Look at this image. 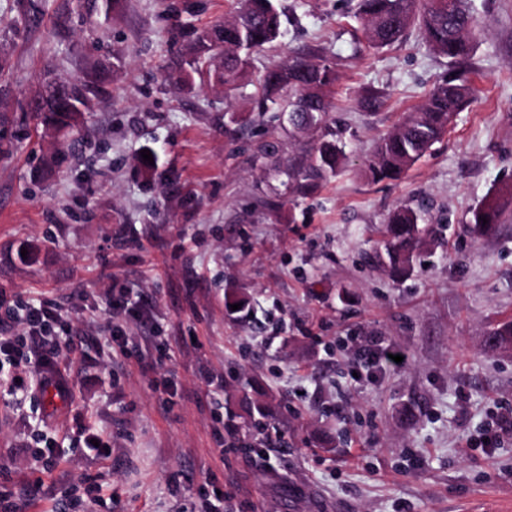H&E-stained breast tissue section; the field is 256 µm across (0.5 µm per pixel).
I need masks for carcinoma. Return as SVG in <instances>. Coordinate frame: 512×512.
Wrapping results in <instances>:
<instances>
[{
  "mask_svg": "<svg viewBox=\"0 0 512 512\" xmlns=\"http://www.w3.org/2000/svg\"><path fill=\"white\" fill-rule=\"evenodd\" d=\"M359 12L368 43L376 49L395 43L416 24L429 48L451 62L471 51L476 23L466 0H452L442 10L434 7V0H360ZM280 28L281 14L273 0H242L235 17L195 34L185 80L196 75L206 78L223 86L225 96H232L248 75L250 54L276 42ZM107 70L100 63L76 82L45 77L28 110L47 129L69 136L83 125L91 101L106 93ZM337 79L327 57L317 50L267 70L258 81V108L288 112L289 125L297 133L317 132L307 154L288 165V177L303 194L345 165L342 132L327 125L329 92ZM475 95L472 85L456 78L434 86L417 111L379 139L366 167L368 177L374 182L400 180L447 133L457 112ZM511 202L512 189L506 187L472 212L470 230L478 236L494 232ZM421 220L419 211L405 204L384 225L382 265L394 279L409 274L413 252L432 238L433 226L422 225ZM484 346L511 350L512 319L497 324L485 336Z\"/></svg>",
  "mask_w": 512,
  "mask_h": 512,
  "instance_id": "obj_1",
  "label": "carcinoma"
}]
</instances>
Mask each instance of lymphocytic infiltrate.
<instances>
[{
	"label": "lymphocytic infiltrate",
	"instance_id": "f902f5d3",
	"mask_svg": "<svg viewBox=\"0 0 512 512\" xmlns=\"http://www.w3.org/2000/svg\"><path fill=\"white\" fill-rule=\"evenodd\" d=\"M73 325L61 305L50 302L6 304L0 296V370H7L9 394L55 392L65 397L71 387L59 369L63 358L79 355Z\"/></svg>",
	"mask_w": 512,
	"mask_h": 512
}]
</instances>
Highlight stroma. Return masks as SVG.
Wrapping results in <instances>:
<instances>
[{"label": "stroma", "mask_w": 512, "mask_h": 512, "mask_svg": "<svg viewBox=\"0 0 512 512\" xmlns=\"http://www.w3.org/2000/svg\"><path fill=\"white\" fill-rule=\"evenodd\" d=\"M276 5L280 37L228 98L172 63L238 0H123L108 19L87 0L30 15L0 0V290L60 303L84 340L69 401L0 393V490L28 491L17 512H207L219 492L230 512H512V436L475 446L512 404V352L483 346L512 317V207L494 233L467 230L512 186V0H468L479 33L455 64L415 27L369 47L358 0ZM317 48L339 75L329 119L347 160L302 195L282 169L308 139L257 110L254 84ZM95 62L108 94L82 150L61 149L27 103L45 72ZM452 72L477 100L403 180L371 183L375 141ZM420 201L443 239L396 281L366 256L390 211ZM109 290L149 312L126 324L125 356L101 332ZM237 292L241 312L224 304ZM351 335L408 361L354 378Z\"/></svg>", "instance_id": "stroma-1"}]
</instances>
